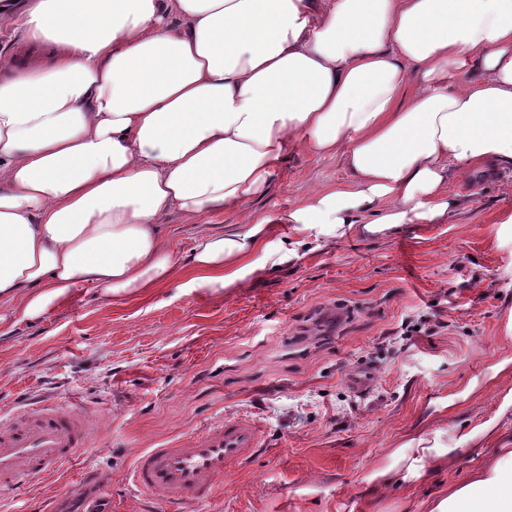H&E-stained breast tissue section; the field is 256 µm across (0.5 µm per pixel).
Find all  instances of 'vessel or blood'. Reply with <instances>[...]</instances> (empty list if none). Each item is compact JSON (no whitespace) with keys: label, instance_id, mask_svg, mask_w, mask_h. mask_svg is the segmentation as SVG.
Instances as JSON below:
<instances>
[{"label":"vessel or blood","instance_id":"vessel-or-blood-1","mask_svg":"<svg viewBox=\"0 0 512 512\" xmlns=\"http://www.w3.org/2000/svg\"><path fill=\"white\" fill-rule=\"evenodd\" d=\"M97 432L93 413L61 405H35L0 423V484L57 469L74 460ZM262 427L246 416L229 417L175 445L148 448L133 462V486L161 502L195 505L222 487L225 470L259 447Z\"/></svg>","mask_w":512,"mask_h":512}]
</instances>
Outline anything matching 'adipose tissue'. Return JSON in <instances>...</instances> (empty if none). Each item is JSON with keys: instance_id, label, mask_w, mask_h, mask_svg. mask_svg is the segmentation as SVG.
<instances>
[{"instance_id": "1", "label": "adipose tissue", "mask_w": 512, "mask_h": 512, "mask_svg": "<svg viewBox=\"0 0 512 512\" xmlns=\"http://www.w3.org/2000/svg\"><path fill=\"white\" fill-rule=\"evenodd\" d=\"M1 26L55 49L0 78V312L21 321L83 286H234L272 224L293 225L289 257L444 224L450 180L512 167V0H21ZM293 141L348 180L177 265L160 219L244 208ZM430 512H512V448Z\"/></svg>"}]
</instances>
